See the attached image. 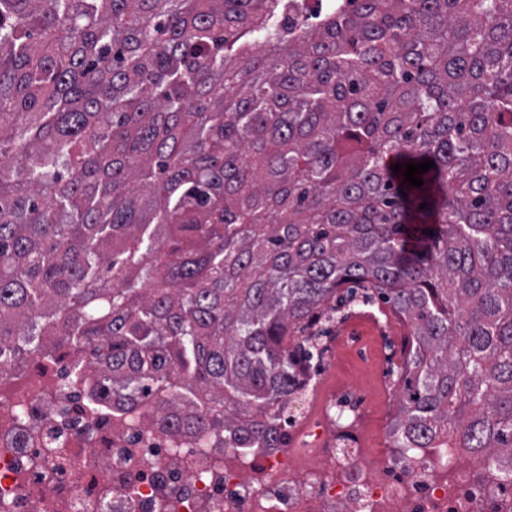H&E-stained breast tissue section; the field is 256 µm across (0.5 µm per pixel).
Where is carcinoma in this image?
Here are the masks:
<instances>
[{
    "label": "carcinoma",
    "mask_w": 512,
    "mask_h": 512,
    "mask_svg": "<svg viewBox=\"0 0 512 512\" xmlns=\"http://www.w3.org/2000/svg\"><path fill=\"white\" fill-rule=\"evenodd\" d=\"M355 284L394 447L512 479V0H0V377L283 448Z\"/></svg>",
    "instance_id": "obj_1"
}]
</instances>
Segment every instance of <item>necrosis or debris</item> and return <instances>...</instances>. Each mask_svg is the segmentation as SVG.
<instances>
[{"mask_svg": "<svg viewBox=\"0 0 512 512\" xmlns=\"http://www.w3.org/2000/svg\"><path fill=\"white\" fill-rule=\"evenodd\" d=\"M86 362L61 344L0 380V512H512L457 449L370 447L350 391L313 392L293 445L246 452L89 410Z\"/></svg>", "mask_w": 512, "mask_h": 512, "instance_id": "1", "label": "necrosis or debris"}]
</instances>
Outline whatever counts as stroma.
Here are the masks:
<instances>
[{
	"label": "stroma",
	"instance_id": "obj_1",
	"mask_svg": "<svg viewBox=\"0 0 512 512\" xmlns=\"http://www.w3.org/2000/svg\"><path fill=\"white\" fill-rule=\"evenodd\" d=\"M406 332L397 318H384L373 307H357L334 328L322 363L311 367L312 374H328L359 385L363 426L383 448L390 445L388 424L398 403L391 355L400 351Z\"/></svg>",
	"mask_w": 512,
	"mask_h": 512
}]
</instances>
